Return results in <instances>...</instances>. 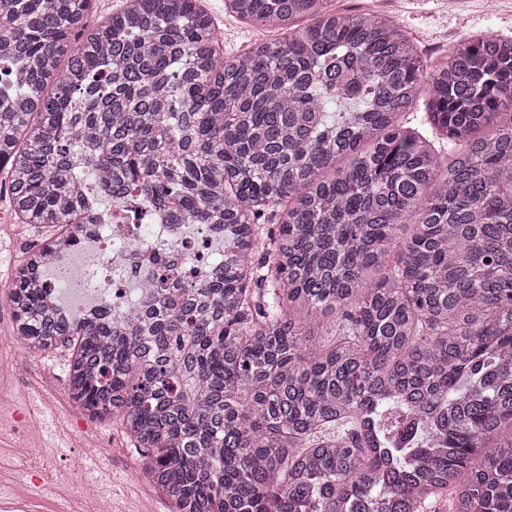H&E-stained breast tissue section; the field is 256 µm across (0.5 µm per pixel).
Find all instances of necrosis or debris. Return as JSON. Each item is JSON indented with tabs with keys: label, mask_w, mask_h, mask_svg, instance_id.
<instances>
[{
	"label": "necrosis or debris",
	"mask_w": 512,
	"mask_h": 512,
	"mask_svg": "<svg viewBox=\"0 0 512 512\" xmlns=\"http://www.w3.org/2000/svg\"><path fill=\"white\" fill-rule=\"evenodd\" d=\"M223 234L201 224H100L91 235L74 240L71 251L52 258L57 281L71 285L73 299L67 314L94 318L101 310L112 312L116 322L127 320L151 294L156 283L153 257L161 249L178 251L194 282L205 278V248L223 242Z\"/></svg>",
	"instance_id": "4bbe7bcc"
}]
</instances>
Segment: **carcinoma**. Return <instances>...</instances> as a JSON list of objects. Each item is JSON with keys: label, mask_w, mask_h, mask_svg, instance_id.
Wrapping results in <instances>:
<instances>
[{"label": "carcinoma", "mask_w": 512, "mask_h": 512, "mask_svg": "<svg viewBox=\"0 0 512 512\" xmlns=\"http://www.w3.org/2000/svg\"><path fill=\"white\" fill-rule=\"evenodd\" d=\"M328 2L224 0L281 32L226 59L201 0L89 33L94 0H0V172L52 230L13 335L72 349L71 398L176 512H512V38L433 64ZM115 214L222 224L224 260L202 285L164 262L124 323L69 318L46 260Z\"/></svg>", "instance_id": "obj_1"}]
</instances>
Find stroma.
Here are the masks:
<instances>
[{
    "instance_id": "1",
    "label": "stroma",
    "mask_w": 512,
    "mask_h": 512,
    "mask_svg": "<svg viewBox=\"0 0 512 512\" xmlns=\"http://www.w3.org/2000/svg\"><path fill=\"white\" fill-rule=\"evenodd\" d=\"M223 32L225 56L242 53L260 38L261 30L225 15L224 0H203ZM337 11L387 12L418 46L434 59L471 36L491 32L512 37V0H499L489 12L485 0H396L392 9L382 0H329ZM42 237L41 229L27 224L0 222V284L10 285L15 267L26 251ZM68 352L30 355L17 352L0 362V493L27 501L31 512H102L103 499H110L112 512H171L168 500L159 497L146 481V460L114 422L89 418L84 410L67 401ZM23 415L40 434V451L19 460L9 448L8 425L14 415ZM85 457V470L64 482L63 474L73 456ZM29 468L27 483L14 479ZM84 492H75V485Z\"/></svg>"
}]
</instances>
